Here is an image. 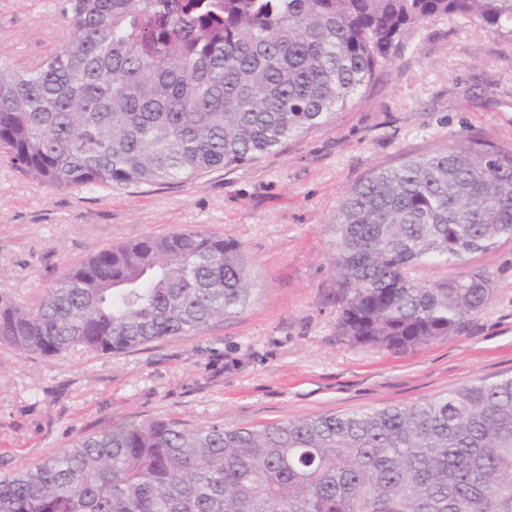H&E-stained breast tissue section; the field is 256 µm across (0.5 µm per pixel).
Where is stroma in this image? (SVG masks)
Returning <instances> with one entry per match:
<instances>
[{"instance_id": "1", "label": "stroma", "mask_w": 512, "mask_h": 512, "mask_svg": "<svg viewBox=\"0 0 512 512\" xmlns=\"http://www.w3.org/2000/svg\"><path fill=\"white\" fill-rule=\"evenodd\" d=\"M67 33L54 0H0V55L20 67ZM512 148V44L438 17L322 125L244 166L112 189H48L0 162V289L34 297L96 251L206 230L239 242L255 297L198 336L52 359L0 345V476L117 421L230 429L421 404L512 373V238L475 253L496 290L458 336L406 351L337 329L328 225L378 167L448 146L458 132Z\"/></svg>"}]
</instances>
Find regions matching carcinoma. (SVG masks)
<instances>
[{"instance_id":"obj_1","label":"carcinoma","mask_w":512,"mask_h":512,"mask_svg":"<svg viewBox=\"0 0 512 512\" xmlns=\"http://www.w3.org/2000/svg\"><path fill=\"white\" fill-rule=\"evenodd\" d=\"M70 38L0 60V151L49 189L191 178L322 124L438 16L512 43V0H55ZM337 328L407 349L460 335L495 291L469 256L512 238V150L460 133L378 168L329 224ZM452 264L428 282L420 269ZM254 294L241 245L146 235L70 266L0 344L53 358L198 336ZM0 512H512V375L424 404L187 429L114 424L0 477Z\"/></svg>"}]
</instances>
